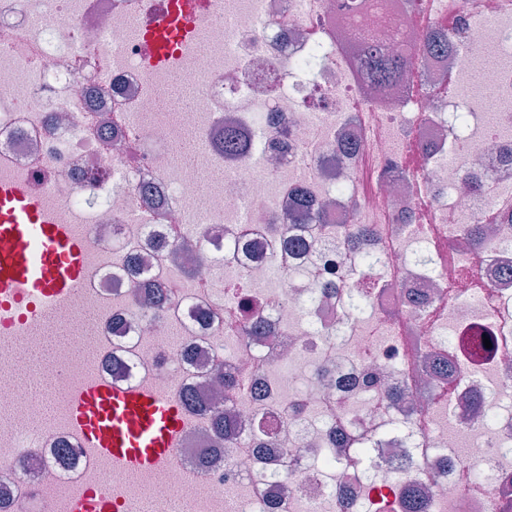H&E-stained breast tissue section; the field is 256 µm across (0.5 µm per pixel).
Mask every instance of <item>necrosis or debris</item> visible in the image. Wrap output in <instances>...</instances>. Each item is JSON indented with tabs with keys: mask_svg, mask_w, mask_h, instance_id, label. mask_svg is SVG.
Listing matches in <instances>:
<instances>
[{
	"mask_svg": "<svg viewBox=\"0 0 512 512\" xmlns=\"http://www.w3.org/2000/svg\"><path fill=\"white\" fill-rule=\"evenodd\" d=\"M357 2L0 0V182L87 247L79 300L55 311L56 389L208 398L219 367L239 427L224 440L186 415L172 462L133 482L68 419L32 426L20 366L43 331L8 327L0 512H64L74 488L176 510L187 483L192 512H400L406 488L424 512L512 501V0ZM433 31L448 53L388 89L357 71L360 48ZM174 72L193 100L163 118ZM190 133L205 162L175 164ZM159 282L157 317L138 287Z\"/></svg>",
	"mask_w": 512,
	"mask_h": 512,
	"instance_id": "1",
	"label": "necrosis or debris"
}]
</instances>
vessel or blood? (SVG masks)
Listing matches in <instances>:
<instances>
[{"label": "vessel or blood", "instance_id": "1", "mask_svg": "<svg viewBox=\"0 0 512 512\" xmlns=\"http://www.w3.org/2000/svg\"><path fill=\"white\" fill-rule=\"evenodd\" d=\"M87 272L86 252L69 225L56 223L37 200L0 182V322L22 304L47 321L55 306L74 297ZM72 426L87 446L135 471H158L172 460L179 433L175 402L143 386L118 388L90 381L70 399ZM111 499L73 497L68 512H113Z\"/></svg>", "mask_w": 512, "mask_h": 512}]
</instances>
